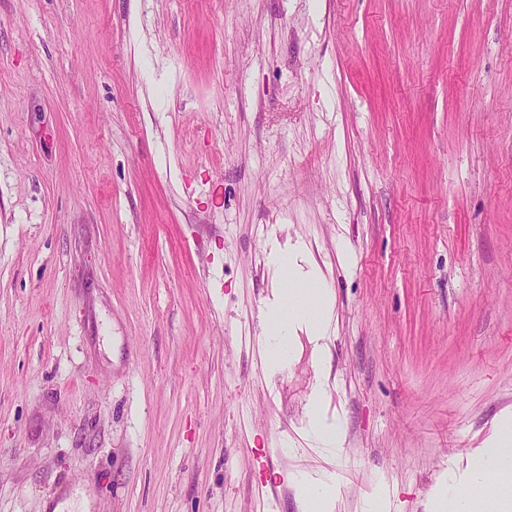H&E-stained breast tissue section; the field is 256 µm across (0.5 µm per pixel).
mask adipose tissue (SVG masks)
I'll list each match as a JSON object with an SVG mask.
<instances>
[{
  "label": "adipose tissue",
  "mask_w": 512,
  "mask_h": 512,
  "mask_svg": "<svg viewBox=\"0 0 512 512\" xmlns=\"http://www.w3.org/2000/svg\"><path fill=\"white\" fill-rule=\"evenodd\" d=\"M268 261L274 271L273 298L263 312L267 346L264 366L276 374L288 359V348L297 332H304L323 355L324 341L334 316L332 291L320 267L309 258L304 246H272ZM328 379L317 380L308 402V426L326 445H341L343 438L337 418L323 410ZM481 481L496 495L500 512H512V432L504 431L491 445L478 467Z\"/></svg>",
  "instance_id": "adipose-tissue-1"
}]
</instances>
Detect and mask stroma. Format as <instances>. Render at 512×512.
<instances>
[{
	"label": "stroma",
	"instance_id": "obj_1",
	"mask_svg": "<svg viewBox=\"0 0 512 512\" xmlns=\"http://www.w3.org/2000/svg\"><path fill=\"white\" fill-rule=\"evenodd\" d=\"M299 240L335 318L272 377ZM505 420L512 0H0V512H496ZM329 389V378L317 380L308 402V426L326 445L340 447L343 438L336 417L329 418L323 411V404ZM512 433L510 426L505 427L500 438L489 448L487 457L478 467V477L489 485V490L496 494L500 512L512 511V483L506 479L495 480L488 476L489 472L500 477L509 475L512 471Z\"/></svg>",
	"mask_w": 512,
	"mask_h": 512
}]
</instances>
